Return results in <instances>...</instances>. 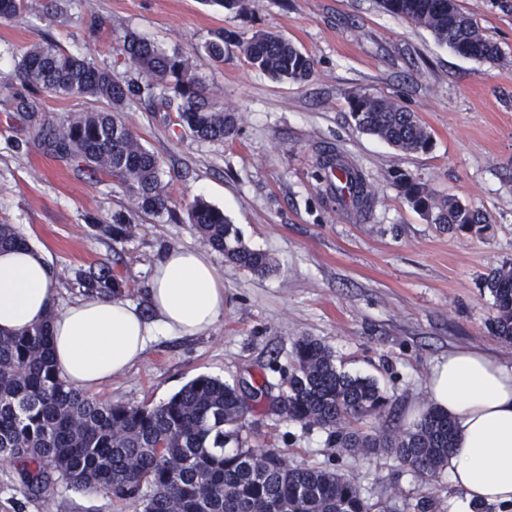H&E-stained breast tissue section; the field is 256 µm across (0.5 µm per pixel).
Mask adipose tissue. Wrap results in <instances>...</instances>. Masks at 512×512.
Here are the masks:
<instances>
[{"mask_svg":"<svg viewBox=\"0 0 512 512\" xmlns=\"http://www.w3.org/2000/svg\"><path fill=\"white\" fill-rule=\"evenodd\" d=\"M146 299V314L125 296L97 292L61 308L44 250L0 252V333L49 324L54 361L82 391L123 376L152 337L208 333L224 315V281L205 252L172 247L156 258ZM427 405L447 413L456 431L451 512L512 507V363L477 347L453 349L432 371Z\"/></svg>","mask_w":512,"mask_h":512,"instance_id":"1","label":"adipose tissue"}]
</instances>
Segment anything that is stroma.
<instances>
[{
  "instance_id": "stroma-1",
  "label": "stroma",
  "mask_w": 512,
  "mask_h": 512,
  "mask_svg": "<svg viewBox=\"0 0 512 512\" xmlns=\"http://www.w3.org/2000/svg\"><path fill=\"white\" fill-rule=\"evenodd\" d=\"M498 58L454 54L426 28L386 12L379 0H249L245 12L211 0H23L19 17L0 19V224L48 255L60 302L79 294L77 271L110 266L126 296L145 306L153 263L166 248L203 243L186 216L195 199L223 209L243 243L272 257L257 275L210 258L224 278V317L202 336H161L124 377L94 398L158 405L200 374L236 383L266 377L283 387L298 338L328 346L343 371L374 378L393 402L389 418L358 431L406 426L422 409L432 368L449 350L476 346L512 359L492 336L495 314L482 280L512 263V0H457ZM295 43L314 62L302 83L279 82L244 54L258 33ZM133 33L181 52L210 95L236 119L233 135L200 141L177 113L132 99L122 117L161 161L171 213L135 208L111 178L99 180L28 140L13 94L24 49L51 41L94 55L121 79L139 74L120 47ZM224 42L223 62L205 46ZM367 94L397 101L432 136L429 151H400L355 126L350 104ZM356 166L372 192L368 212L336 200L314 172L325 155ZM403 171L436 199L458 198L486 214L467 234L439 228L394 185ZM133 216L121 241L100 236L91 218ZM252 445L276 448L295 465L339 471L380 512H415L432 496L448 512L456 491L447 474L425 482L383 452L354 456L331 447L326 430L271 415L249 417ZM0 512H130L105 493L59 484L47 498L27 495L17 467L0 462Z\"/></svg>"
}]
</instances>
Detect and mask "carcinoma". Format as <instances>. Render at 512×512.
<instances>
[{"mask_svg": "<svg viewBox=\"0 0 512 512\" xmlns=\"http://www.w3.org/2000/svg\"><path fill=\"white\" fill-rule=\"evenodd\" d=\"M390 13L430 30L454 53L462 46L475 61H493L498 47L463 12L456 0H381ZM251 65L277 80L303 82L312 59L275 34L255 35L244 49ZM122 53L136 67L139 81H124L92 59L66 52L54 43L35 44L20 56L17 75L26 94L17 108L48 150L78 171L107 175L131 193L144 212L170 211L158 156L145 148L120 117L121 106L136 98L176 107L186 131L200 140H222L235 128L234 117L204 95V87L186 57L169 53L129 34ZM49 93L78 97L101 107L46 121L32 97ZM356 126L404 152L431 147V135L416 115L388 98L351 103ZM343 171L326 181L338 200L364 207L371 195L359 170L327 155L319 168ZM396 185L415 208L439 211L436 223L461 232L487 223L484 213L454 197L442 202L408 174ZM191 226L204 245L225 261L258 275L271 272L273 260L246 246L224 211L203 200L188 210ZM98 234L115 242L132 230L117 213L96 222ZM28 245L11 224H0V249ZM83 292L114 295L123 280L107 267L77 272ZM495 316L490 333L512 344V264L484 279ZM278 416L330 433L338 448L373 454L386 452L421 477L432 480L448 466L455 430L448 415L432 409L409 427L385 434L358 433L346 424L390 413L391 399L370 378L336 365L333 352L309 336L297 340L285 388L275 400ZM250 407L238 387L199 375L167 402L129 406L97 400L73 389L54 363L48 325L0 334V457L19 466L25 492L49 497L64 481L89 492H103L137 512H377V504L339 472L292 465L281 452L259 453L244 444Z\"/></svg>", "mask_w": 512, "mask_h": 512, "instance_id": "obj_1", "label": "carcinoma"}]
</instances>
